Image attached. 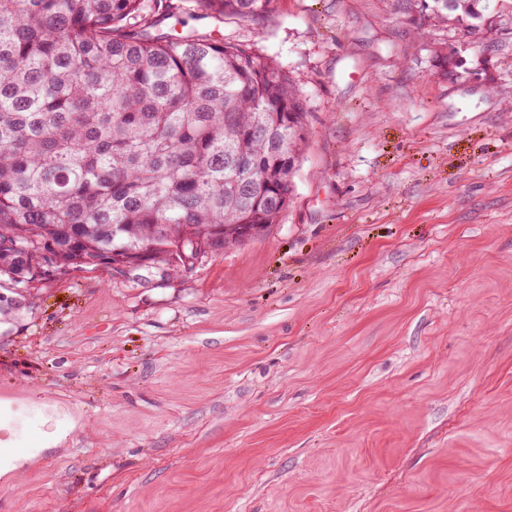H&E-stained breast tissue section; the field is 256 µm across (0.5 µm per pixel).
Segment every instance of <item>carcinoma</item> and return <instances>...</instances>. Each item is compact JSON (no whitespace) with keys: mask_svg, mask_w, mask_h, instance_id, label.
Segmentation results:
<instances>
[{"mask_svg":"<svg viewBox=\"0 0 512 512\" xmlns=\"http://www.w3.org/2000/svg\"><path fill=\"white\" fill-rule=\"evenodd\" d=\"M204 17L257 18L277 0H192ZM478 0H384L419 24L470 26ZM150 0H0V325L33 308L32 283L108 266L141 244L149 264L186 269L158 236L200 229L216 254L240 224L268 231L294 191L303 105L275 63L207 33L161 24Z\"/></svg>","mask_w":512,"mask_h":512,"instance_id":"cac0c4a2","label":"carcinoma"}]
</instances>
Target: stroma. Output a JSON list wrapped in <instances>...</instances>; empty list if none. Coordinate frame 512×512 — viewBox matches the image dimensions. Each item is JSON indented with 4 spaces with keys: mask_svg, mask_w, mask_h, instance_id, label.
<instances>
[{
    "mask_svg": "<svg viewBox=\"0 0 512 512\" xmlns=\"http://www.w3.org/2000/svg\"><path fill=\"white\" fill-rule=\"evenodd\" d=\"M180 5L295 84L293 198L168 283L39 289L0 412L20 444L81 428L0 512H512V0L417 38L382 0ZM193 10L204 17L219 2L224 17L257 18L274 12L277 0H192Z\"/></svg>",
    "mask_w": 512,
    "mask_h": 512,
    "instance_id": "obj_1",
    "label": "stroma"
}]
</instances>
